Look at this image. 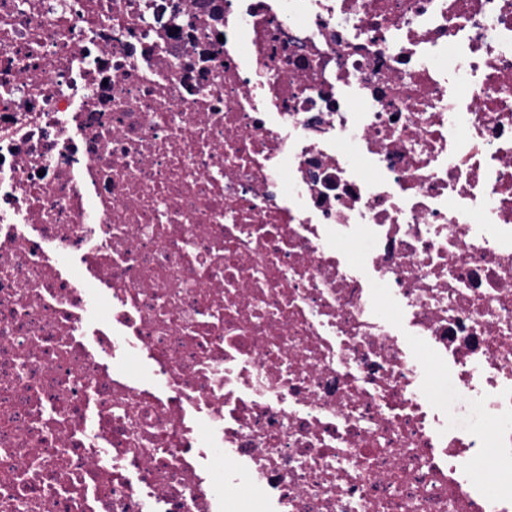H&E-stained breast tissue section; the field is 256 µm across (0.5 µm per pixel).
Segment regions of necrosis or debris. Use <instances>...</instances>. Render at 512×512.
I'll list each match as a JSON object with an SVG mask.
<instances>
[{
	"mask_svg": "<svg viewBox=\"0 0 512 512\" xmlns=\"http://www.w3.org/2000/svg\"><path fill=\"white\" fill-rule=\"evenodd\" d=\"M246 494L512 512V0H0V512Z\"/></svg>",
	"mask_w": 512,
	"mask_h": 512,
	"instance_id": "obj_1",
	"label": "necrosis or debris"
}]
</instances>
